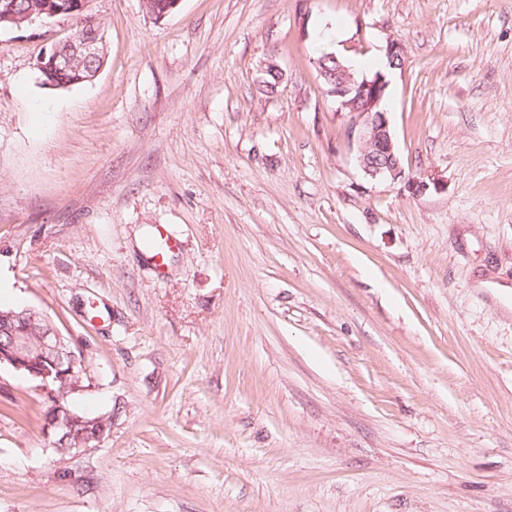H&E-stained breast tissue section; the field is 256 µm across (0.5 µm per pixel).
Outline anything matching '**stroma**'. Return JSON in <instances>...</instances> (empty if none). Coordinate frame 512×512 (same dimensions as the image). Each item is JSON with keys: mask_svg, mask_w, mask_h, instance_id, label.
Instances as JSON below:
<instances>
[{"mask_svg": "<svg viewBox=\"0 0 512 512\" xmlns=\"http://www.w3.org/2000/svg\"><path fill=\"white\" fill-rule=\"evenodd\" d=\"M87 12L68 88L37 61L72 19L0 27V305L71 338L111 425L59 453L1 367L0 512H512V0ZM390 38L418 196L363 175L312 65ZM149 240L154 242L155 248H148V251L157 269L162 270L166 265L168 253L178 247V239L164 225H158Z\"/></svg>", "mask_w": 512, "mask_h": 512, "instance_id": "35a3bbf8", "label": "stroma"}]
</instances>
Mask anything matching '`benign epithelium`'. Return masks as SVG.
Wrapping results in <instances>:
<instances>
[{
  "label": "benign epithelium",
  "mask_w": 512,
  "mask_h": 512,
  "mask_svg": "<svg viewBox=\"0 0 512 512\" xmlns=\"http://www.w3.org/2000/svg\"><path fill=\"white\" fill-rule=\"evenodd\" d=\"M103 36L98 31L79 40L55 43L44 50L39 69L46 76L71 68L75 62L92 63L90 80L103 64ZM385 54L391 68L404 64V49L395 40L387 41ZM336 82L329 93L338 97L341 107L353 114L348 135L358 146L357 164L365 177L372 181L404 177L401 156L384 108L387 82L381 75L358 81L350 70L339 64ZM46 316L35 309L22 307L4 316L0 327V366L6 365L39 381V387L54 404L44 419L43 432L63 453H78L89 446L93 437L101 438L111 424L110 419L86 417L74 413L67 398L89 390L86 385L85 361L73 348L68 337L55 326L38 338L35 347L19 335V326L32 324Z\"/></svg>",
  "instance_id": "benign-epithelium-1"
}]
</instances>
